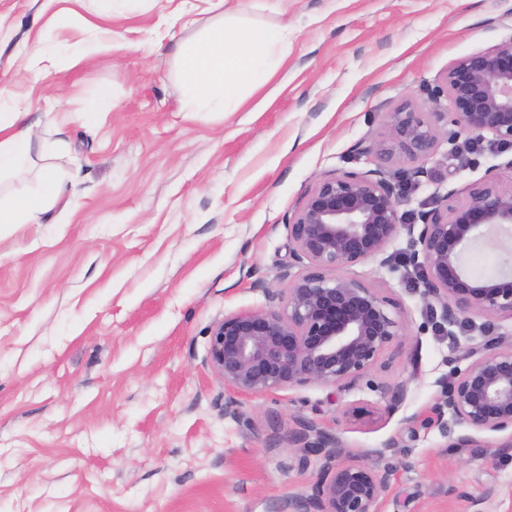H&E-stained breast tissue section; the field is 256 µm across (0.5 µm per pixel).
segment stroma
Listing matches in <instances>:
<instances>
[{
    "mask_svg": "<svg viewBox=\"0 0 512 512\" xmlns=\"http://www.w3.org/2000/svg\"><path fill=\"white\" fill-rule=\"evenodd\" d=\"M262 25L295 36L271 101L242 112L181 111L179 42L215 17L209 0H119L90 47L78 0H0V99L32 102L43 167L79 182L75 208L0 231V512H280L309 494L317 466L298 470L288 434L311 423L344 453L380 465L384 443L408 448L385 512H512V448L456 444L462 427L410 432L485 316L445 330L412 268L366 261L353 272L397 305L404 335L381 354L376 389L306 386L239 398L224 409L208 361L213 324L268 306L286 288L288 212L321 176L374 168L365 149L387 112L429 92L456 59L512 35V0H246ZM64 48L37 78L35 38ZM109 86L108 107L81 121ZM50 113L51 123L41 120ZM405 180L399 211L435 192L465 193L507 151H467L477 133L449 124ZM404 385L394 412L387 389ZM365 410L353 416L355 407Z\"/></svg>",
    "mask_w": 512,
    "mask_h": 512,
    "instance_id": "1",
    "label": "stroma"
}]
</instances>
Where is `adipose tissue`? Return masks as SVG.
Listing matches in <instances>:
<instances>
[{"instance_id":"obj_1","label":"adipose tissue","mask_w":512,"mask_h":512,"mask_svg":"<svg viewBox=\"0 0 512 512\" xmlns=\"http://www.w3.org/2000/svg\"><path fill=\"white\" fill-rule=\"evenodd\" d=\"M294 37L285 26L250 22L239 9L221 13L193 40L179 44L176 62L183 87L184 112H237L245 91L267 85L288 58ZM32 106L17 103L0 111V227L37 224L42 216L75 195L53 170H44L34 187H24L36 131L28 117Z\"/></svg>"}]
</instances>
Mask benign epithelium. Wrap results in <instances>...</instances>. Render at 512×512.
Masks as SVG:
<instances>
[{"mask_svg": "<svg viewBox=\"0 0 512 512\" xmlns=\"http://www.w3.org/2000/svg\"><path fill=\"white\" fill-rule=\"evenodd\" d=\"M446 99L450 112H420L405 102L387 113L383 136L364 149L376 168L342 171L319 178L288 213L291 263L287 288L278 303L228 314L213 325L208 362L233 395L261 397L308 385L350 387L369 375L383 350L403 335L391 298L366 285L350 269L368 260L395 270L387 248L406 234L404 262L418 275L427 306L449 324L480 313L512 318V270L477 278L466 269L467 253L498 237L512 238V181L490 170L466 195L450 190L426 211L407 219L398 210L404 183L387 171L395 160L417 164L430 159L438 141L448 138L439 123L453 122L497 147H512V36L452 62L430 93ZM485 339L465 348L469 360L452 381H438L437 402L427 416L405 418L411 428L448 421L464 427L457 444L477 436L503 434L512 447V340L490 329ZM300 470L319 462L312 493L286 501V512H383L396 468L377 469L352 456L340 459L338 439L314 425L294 438Z\"/></svg>", "mask_w": 512, "mask_h": 512, "instance_id": "1", "label": "benign epithelium"}]
</instances>
